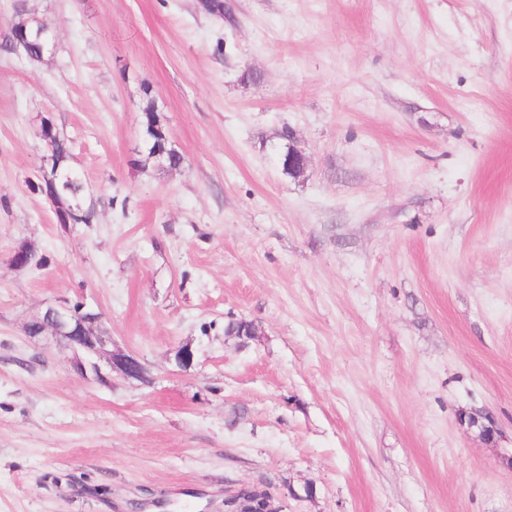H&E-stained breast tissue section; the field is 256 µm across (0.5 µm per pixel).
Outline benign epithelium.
<instances>
[{
    "instance_id": "1",
    "label": "benign epithelium",
    "mask_w": 512,
    "mask_h": 512,
    "mask_svg": "<svg viewBox=\"0 0 512 512\" xmlns=\"http://www.w3.org/2000/svg\"><path fill=\"white\" fill-rule=\"evenodd\" d=\"M279 161L288 165V170L301 173L308 164L307 156L293 144L288 145ZM101 319L100 312L84 305L78 308L65 304L49 306L28 323L26 333L32 338H65L72 352L69 363L85 379L89 378V373L98 372L109 380L112 373L117 372L127 379L152 383L154 377L138 356L106 349V340L94 331L95 324ZM194 359L195 352L189 345L177 349L173 356L174 365L180 369L190 367ZM468 425L478 428L484 436L493 438L498 434L495 420L485 413L468 416ZM273 500L269 491L241 485L224 491V512H281L273 506Z\"/></svg>"
}]
</instances>
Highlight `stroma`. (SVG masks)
<instances>
[{
    "mask_svg": "<svg viewBox=\"0 0 512 512\" xmlns=\"http://www.w3.org/2000/svg\"><path fill=\"white\" fill-rule=\"evenodd\" d=\"M225 2L0 0V44L55 37L0 51V512H512V0ZM149 97L180 169L141 165ZM46 118L92 223L34 189ZM62 302L153 383L28 338ZM31 16V13L21 14L14 29L25 26L29 29L28 59L39 60L47 52V34L43 32L44 24L34 21ZM241 485L224 491V512H281L273 506L271 492ZM262 502V505H258Z\"/></svg>",
    "mask_w": 512,
    "mask_h": 512,
    "instance_id": "1",
    "label": "stroma"
}]
</instances>
